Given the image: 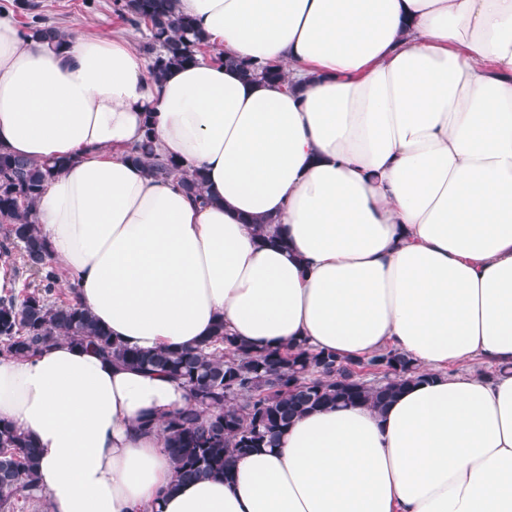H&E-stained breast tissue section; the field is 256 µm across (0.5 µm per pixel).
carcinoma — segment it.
<instances>
[{"label":"carcinoma","mask_w":512,"mask_h":512,"mask_svg":"<svg viewBox=\"0 0 512 512\" xmlns=\"http://www.w3.org/2000/svg\"><path fill=\"white\" fill-rule=\"evenodd\" d=\"M113 8L130 26L148 30L141 49L160 76L172 66L196 60L207 45L191 19L174 12L172 0H113ZM28 30L46 42L59 41L62 30L34 15ZM247 79L278 81L274 64L258 66L229 58ZM153 116L145 120L144 140L126 158L149 161V171L166 178L181 168L172 156L155 153ZM60 168L56 161H32L0 150V256L20 249L23 267L41 278V286L20 296L0 297V355L34 356L60 340L84 346L122 368L159 371L187 387L194 404L171 414L163 425L173 461L172 488L181 483L231 477L235 456L273 448L280 435L301 415L340 405L369 404L384 410L411 383L420 379L404 356L381 352L364 362L349 363L333 353L302 343L285 350L251 351L216 325L213 336L195 348L144 351L126 346L70 301L50 302L61 273L53 265L38 225L36 201ZM182 190L205 201V176L195 170ZM39 455L33 440L0 420V512H15V495L42 493L37 484Z\"/></svg>","instance_id":"obj_1"}]
</instances>
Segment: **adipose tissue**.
<instances>
[{"mask_svg":"<svg viewBox=\"0 0 512 512\" xmlns=\"http://www.w3.org/2000/svg\"><path fill=\"white\" fill-rule=\"evenodd\" d=\"M176 10L285 81L202 57L159 79L121 36L51 44L0 15V146L62 163L34 220L71 301L143 350L221 323L255 351L394 349L424 379L175 488L182 384L66 340L0 357V419L33 439L49 512H512V0ZM147 111L181 163L165 180L125 157ZM195 170L204 205L178 186ZM473 358L493 374L454 372ZM224 62L238 68L242 75L247 79L278 81L284 78L283 72L274 64L257 66L255 63L234 58H228L227 60H224Z\"/></svg>","mask_w":512,"mask_h":512,"instance_id":"adipose-tissue-1","label":"adipose tissue"}]
</instances>
